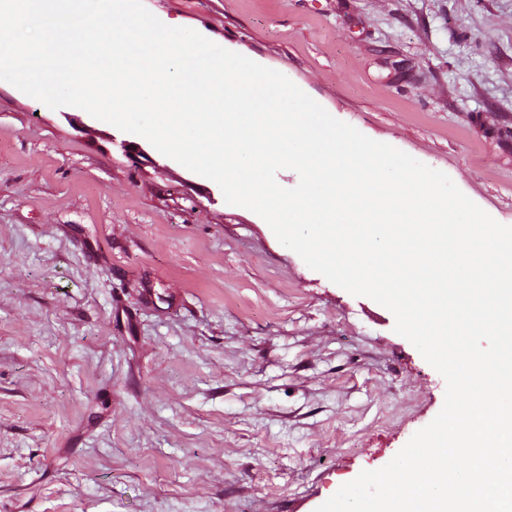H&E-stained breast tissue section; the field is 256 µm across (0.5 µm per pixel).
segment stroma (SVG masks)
<instances>
[{
	"label": "stroma",
	"instance_id": "1",
	"mask_svg": "<svg viewBox=\"0 0 512 512\" xmlns=\"http://www.w3.org/2000/svg\"><path fill=\"white\" fill-rule=\"evenodd\" d=\"M144 4L512 225V0ZM79 117L0 81V512H315L436 417L388 309Z\"/></svg>",
	"mask_w": 512,
	"mask_h": 512
}]
</instances>
